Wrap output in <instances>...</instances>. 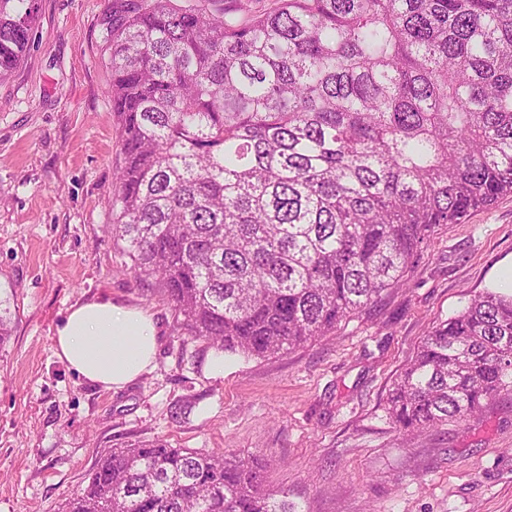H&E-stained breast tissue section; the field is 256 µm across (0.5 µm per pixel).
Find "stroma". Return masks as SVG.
Listing matches in <instances>:
<instances>
[{
  "label": "stroma",
  "mask_w": 512,
  "mask_h": 512,
  "mask_svg": "<svg viewBox=\"0 0 512 512\" xmlns=\"http://www.w3.org/2000/svg\"><path fill=\"white\" fill-rule=\"evenodd\" d=\"M104 9L38 0L26 55L0 81V512H61L106 450L154 439L259 456L297 512H512V394L423 432L400 433L385 410L425 332L512 267V195L439 227L407 285L333 337L266 358L187 340L110 233L122 155ZM108 296L158 328L153 369L118 391L53 343L68 308Z\"/></svg>",
  "instance_id": "35a3bbf8"
}]
</instances>
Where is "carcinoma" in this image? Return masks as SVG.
<instances>
[{
  "instance_id": "carcinoma-1",
  "label": "carcinoma",
  "mask_w": 512,
  "mask_h": 512,
  "mask_svg": "<svg viewBox=\"0 0 512 512\" xmlns=\"http://www.w3.org/2000/svg\"><path fill=\"white\" fill-rule=\"evenodd\" d=\"M37 0H0V80ZM122 164L112 238L178 332L304 347L401 288L434 229L512 194V0H108ZM512 392V293L424 336L392 383L403 432ZM63 512H293L264 468L157 439L109 449Z\"/></svg>"
}]
</instances>
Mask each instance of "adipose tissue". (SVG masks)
Segmentation results:
<instances>
[{
    "label": "adipose tissue",
    "instance_id": "1",
    "mask_svg": "<svg viewBox=\"0 0 512 512\" xmlns=\"http://www.w3.org/2000/svg\"><path fill=\"white\" fill-rule=\"evenodd\" d=\"M56 354L83 379L121 389L153 366L157 329L152 317L111 298L69 308L56 328Z\"/></svg>",
    "mask_w": 512,
    "mask_h": 512
}]
</instances>
